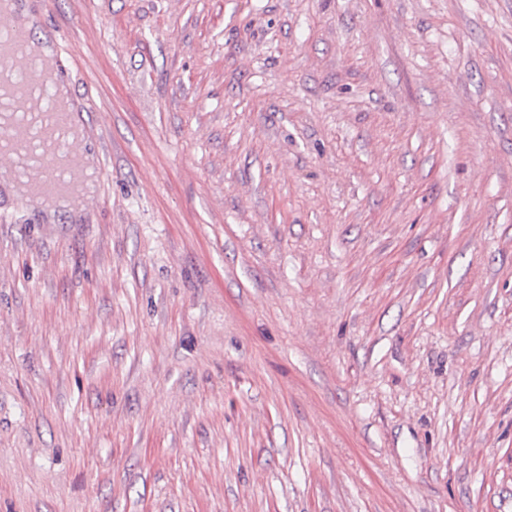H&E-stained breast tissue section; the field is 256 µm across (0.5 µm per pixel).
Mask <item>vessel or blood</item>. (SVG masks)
Masks as SVG:
<instances>
[{
    "label": "vessel or blood",
    "mask_w": 512,
    "mask_h": 512,
    "mask_svg": "<svg viewBox=\"0 0 512 512\" xmlns=\"http://www.w3.org/2000/svg\"><path fill=\"white\" fill-rule=\"evenodd\" d=\"M29 40L21 22L0 26V159L22 186L17 197L22 206L34 193L45 198L74 193L83 181L73 114L57 111V73L31 52Z\"/></svg>",
    "instance_id": "obj_1"
}]
</instances>
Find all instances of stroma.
<instances>
[{
    "mask_svg": "<svg viewBox=\"0 0 512 512\" xmlns=\"http://www.w3.org/2000/svg\"><path fill=\"white\" fill-rule=\"evenodd\" d=\"M92 206L0 186V512H512V0H29Z\"/></svg>",
    "mask_w": 512,
    "mask_h": 512,
    "instance_id": "stroma-1",
    "label": "stroma"
}]
</instances>
